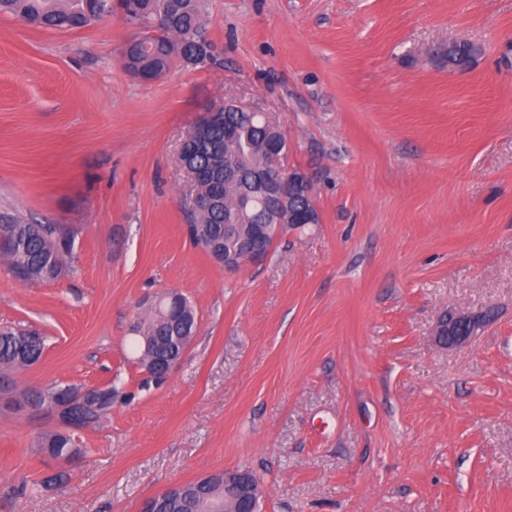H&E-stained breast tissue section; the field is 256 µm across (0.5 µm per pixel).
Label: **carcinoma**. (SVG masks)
Listing matches in <instances>:
<instances>
[{
    "label": "carcinoma",
    "mask_w": 512,
    "mask_h": 512,
    "mask_svg": "<svg viewBox=\"0 0 512 512\" xmlns=\"http://www.w3.org/2000/svg\"><path fill=\"white\" fill-rule=\"evenodd\" d=\"M118 6L138 28L151 29L150 22L157 17L168 20L167 27L146 34L148 47L143 51L132 48L125 66L130 69L138 63L161 70L190 56L201 55L213 59L210 44L202 36L200 0H118ZM112 0H0V12L21 16L33 27L57 30H77L101 18ZM479 48L464 42L448 46V63L466 69L476 61ZM234 126L239 133L233 139L224 138V127ZM194 150L184 159L183 169L192 192L214 197L207 210H198L190 200H184L189 211L190 237H198L195 244L212 259L216 258L213 245L224 247V237L239 240L248 235L257 224L282 226L307 223L311 210L309 198L295 196L282 213L262 207L252 199L253 174L270 163L267 145L280 137L271 123L255 113L232 106L224 110V123L193 126ZM227 166L221 186L196 178L201 168ZM0 238L10 247L0 255L7 258L14 276L23 283L53 282L70 271L73 258V240L62 234L53 224H26L9 214L0 215ZM178 314H173L170 301L150 306L136 313L130 326L132 346L141 361L168 359L180 355L195 336L198 321L194 308L183 296H178ZM43 334L30 326L5 325L0 327V389L15 395L32 407H41L56 400L58 384L43 388H20L14 374L37 363L45 350ZM119 390L113 385L91 392L79 400L70 412L84 422L87 429H96L112 414ZM77 446L75 434L48 430L35 444L45 456L60 455ZM162 512H200L192 497L160 500Z\"/></svg>",
    "instance_id": "obj_1"
}]
</instances>
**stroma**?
<instances>
[{"label":"stroma","instance_id":"1","mask_svg":"<svg viewBox=\"0 0 512 512\" xmlns=\"http://www.w3.org/2000/svg\"><path fill=\"white\" fill-rule=\"evenodd\" d=\"M216 64L143 82L120 12L73 30L0 13V211L75 234L0 325L45 335L19 386L116 384L62 486L0 413V512H141L246 468L261 512H512V0H200ZM454 40L481 48L449 67ZM233 98L268 113L320 221L227 271L186 233L179 146ZM167 289L198 331L161 386L130 344ZM487 314L438 346L443 313Z\"/></svg>","mask_w":512,"mask_h":512}]
</instances>
